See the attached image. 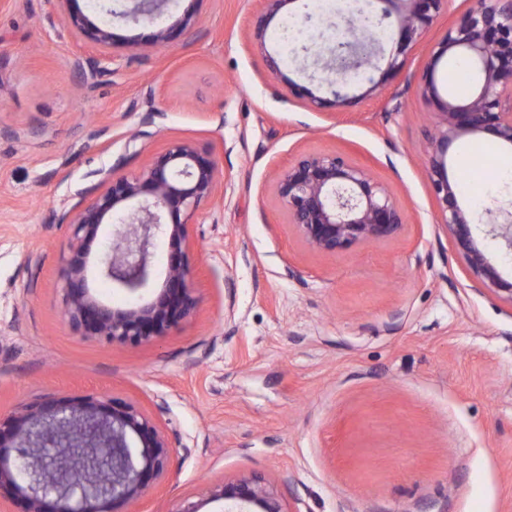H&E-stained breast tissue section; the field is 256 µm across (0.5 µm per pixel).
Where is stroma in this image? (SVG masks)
<instances>
[{"label": "stroma", "mask_w": 512, "mask_h": 512, "mask_svg": "<svg viewBox=\"0 0 512 512\" xmlns=\"http://www.w3.org/2000/svg\"><path fill=\"white\" fill-rule=\"evenodd\" d=\"M472 0H444L405 68L330 115L289 83L326 96L313 52L331 48L353 0H291L252 43L261 0H170L168 44L107 51L113 75L87 85L92 55L70 17L92 22L127 0H0V414L47 401L114 397L139 405L176 456L160 484L118 512H175L209 487L256 474L285 512H512V303L482 288L439 224L425 166L435 120L417 94L433 66L454 92L464 56L432 52ZM194 10L190 30L179 26ZM277 59L280 75L266 68ZM160 113L134 139L147 106ZM215 156L221 187L190 220L187 258L199 306L137 346L75 335L63 314L68 226L52 221L93 172L141 170L170 141ZM445 156L463 206L512 204L498 173L508 148ZM308 152L368 169L402 205L394 239L333 256L310 250L274 194ZM169 248L153 250L150 288L132 293L89 272L92 294L126 308L161 288Z\"/></svg>", "instance_id": "stroma-1"}]
</instances>
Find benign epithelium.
<instances>
[{
	"instance_id": "obj_1",
	"label": "benign epithelium",
	"mask_w": 512,
	"mask_h": 512,
	"mask_svg": "<svg viewBox=\"0 0 512 512\" xmlns=\"http://www.w3.org/2000/svg\"><path fill=\"white\" fill-rule=\"evenodd\" d=\"M129 2L120 18L151 25L168 0ZM262 2L263 14L252 35L260 48L265 43V20L293 0ZM375 2L381 4L380 10L361 15V20L382 25L397 37L396 53L386 69V74H396L405 67L412 42L433 22L445 0H410V11L397 15L391 9L396 0ZM73 23L99 50L96 56L78 60L77 66L93 77L106 75L102 62L109 47L116 45L111 23L96 25L79 16L73 17ZM173 38L172 29H157L144 40H127L124 45L162 46ZM375 52V44L362 42L354 26L336 30L334 48L315 60L321 81L334 75L326 81L336 87L332 107L340 110L348 105L342 89L361 82L362 60L375 57ZM447 53L467 56L475 69V89L464 99L443 101L430 71H424L418 82L421 99L437 109L427 176L439 223L485 289L512 304V280L503 279L480 249L472 234V215L460 204L443 160L448 146L465 134L484 133L512 146V0H476L448 29L433 58ZM288 91L311 108L326 107L291 81ZM158 117L160 112L152 107L142 113L137 137H152L149 128ZM218 177L210 152L190 140H174L136 174L124 173L120 161L99 172L97 182L76 190L72 203L55 212L54 223L66 224L71 231L62 268L64 316L79 335L138 345L167 335L192 317L198 300L190 287L192 270L185 257L188 221L202 203L213 199ZM274 191L287 223L307 247L323 254L386 242L398 236L405 224V214L387 187L340 153L300 156L276 178ZM501 213L508 221L491 224V231L512 251V211L486 209L492 219ZM106 224L112 226V240L120 243L121 250L101 252L97 272L132 292L148 285L155 244L160 238L167 240L166 276L150 300L114 308L90 293V246ZM130 433L141 442L136 453L127 443ZM50 447L59 452L50 455ZM99 448L110 449L103 460L96 456ZM174 452L154 421L131 402L88 397L29 406L0 417V491L4 492L0 512H9L8 504L16 501L24 505V512H112L114 502H134L160 479ZM78 469L84 470V477L74 481L71 475ZM209 496L224 500L229 505L226 512H284L278 494L256 474L213 485Z\"/></svg>"
}]
</instances>
